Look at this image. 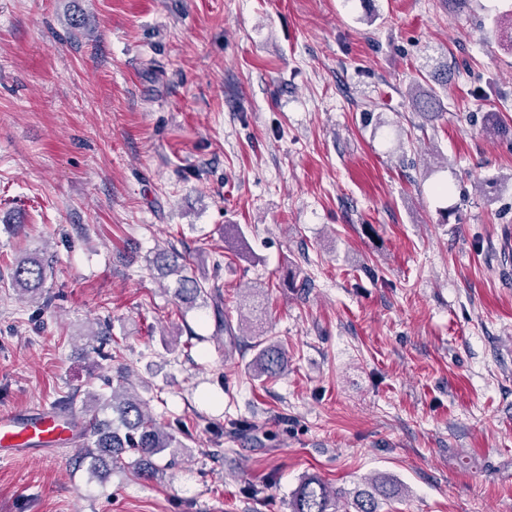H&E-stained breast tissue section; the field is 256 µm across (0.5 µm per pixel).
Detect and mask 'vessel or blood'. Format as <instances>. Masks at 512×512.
I'll list each match as a JSON object with an SVG mask.
<instances>
[{"label":"vessel or blood","mask_w":512,"mask_h":512,"mask_svg":"<svg viewBox=\"0 0 512 512\" xmlns=\"http://www.w3.org/2000/svg\"><path fill=\"white\" fill-rule=\"evenodd\" d=\"M82 431L71 416L52 410L28 415H0V456L10 457L22 451L41 452L67 439L80 438Z\"/></svg>","instance_id":"obj_1"}]
</instances>
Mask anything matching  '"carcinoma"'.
Masks as SVG:
<instances>
[{"label": "carcinoma", "instance_id": "1", "mask_svg": "<svg viewBox=\"0 0 512 512\" xmlns=\"http://www.w3.org/2000/svg\"><path fill=\"white\" fill-rule=\"evenodd\" d=\"M184 256L175 250H158L152 263L164 277L177 275L180 299L194 307L197 300L212 301L217 317V331L233 335L231 322L222 315V297L219 287H210L183 274ZM48 260L26 255L16 260L11 272L12 287L34 292L44 286ZM252 362L253 376L271 379L288 372V352L275 342L259 341ZM104 408L112 409V421H104L89 431L83 439L88 449L90 468L93 471L107 466V460H116L125 453L136 457L141 474L153 478L157 474L152 457L168 448L178 447L176 437L167 427L154 418L139 395L125 379L110 386V394L92 395ZM398 495L395 487L385 478L377 477L371 489L349 494L331 486L316 475L301 480L288 500L289 512H379V499H392Z\"/></svg>", "mask_w": 512, "mask_h": 512}]
</instances>
